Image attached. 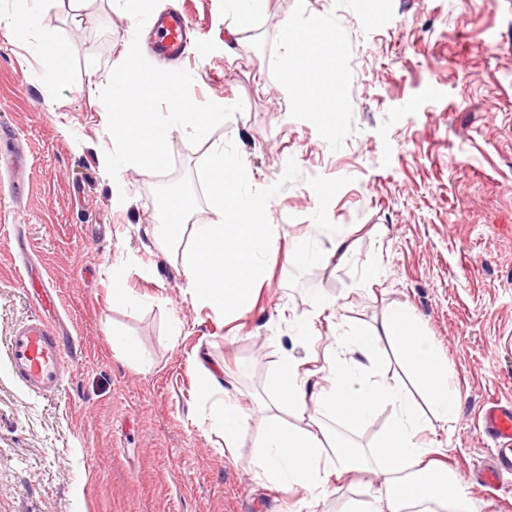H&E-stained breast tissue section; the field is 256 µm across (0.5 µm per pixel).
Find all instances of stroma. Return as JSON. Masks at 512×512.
<instances>
[{
  "mask_svg": "<svg viewBox=\"0 0 512 512\" xmlns=\"http://www.w3.org/2000/svg\"><path fill=\"white\" fill-rule=\"evenodd\" d=\"M268 0L235 57L224 52L221 0H160L186 12L196 36L181 69L196 103L238 98L247 111L199 145L168 142L167 173L123 172L127 199H112L98 155L112 140L100 100L135 21L116 0H46L31 31L68 54L67 79L49 87L42 66L0 25V153L25 158L23 188L0 174V512H346L374 496V472L351 473L336 491L304 494L259 480L253 436L235 455L211 428L200 365L222 371L244 411L275 395L284 353L320 346L337 325L380 326L407 305L448 360L460 395L449 431L426 432L462 479L472 512H512V477L492 488L466 480L491 441L477 415L512 402V0ZM317 35L334 51L313 76L346 92L335 128L285 96L283 28ZM99 62L87 74L86 58ZM233 142L263 189L295 161L300 176L272 202L277 227L253 308L220 316L193 305L180 253L157 244L156 187L196 177L214 147ZM344 234L345 260L330 257ZM322 258L289 262V242ZM55 298L43 312L26 273ZM123 288L129 305L112 301ZM46 313L66 336L71 373L53 396L14 378L6 345L28 316ZM122 336L126 354L112 344Z\"/></svg>",
  "mask_w": 512,
  "mask_h": 512,
  "instance_id": "1",
  "label": "stroma"
}]
</instances>
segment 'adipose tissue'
Instances as JSON below:
<instances>
[{"mask_svg":"<svg viewBox=\"0 0 512 512\" xmlns=\"http://www.w3.org/2000/svg\"><path fill=\"white\" fill-rule=\"evenodd\" d=\"M283 37L287 49L298 55L285 71L286 87L303 91L309 111L334 126L343 97L341 84L334 82L322 90L310 85L312 74L332 66V55L316 52L313 38L301 27L290 26ZM25 50L43 61L46 83L63 81L67 49L62 41L43 35L26 43ZM385 339L402 347L431 419H423L417 403L385 382L380 351ZM321 372L320 381H313L303 360L283 356L276 398L263 404L254 438L256 477L288 489L325 490L332 475L365 468L366 459L361 450L343 448L338 435L319 424V417L356 427L389 404L394 414L381 446L374 450L382 483L376 496L352 503L348 512H468L469 500L459 480L435 460L434 448L421 438L433 424L445 427L457 417L459 400L448 386V363L405 306L388 309L380 328L349 325L327 348ZM201 374L203 391L211 401V422L223 431L226 450L234 451L249 416L231 401L214 369L202 368ZM284 406L294 412L295 422L280 418L278 411ZM310 411L315 414L311 421L306 418Z\"/></svg>","mask_w":512,"mask_h":512,"instance_id":"ef3b65f1","label":"adipose tissue"}]
</instances>
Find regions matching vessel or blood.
I'll return each mask as SVG.
<instances>
[{
	"label": "vessel or blood",
	"instance_id": "obj_1",
	"mask_svg": "<svg viewBox=\"0 0 512 512\" xmlns=\"http://www.w3.org/2000/svg\"><path fill=\"white\" fill-rule=\"evenodd\" d=\"M152 25L156 33L153 53L173 61L181 58L187 48L190 27L187 16L161 15ZM7 357L13 376L29 392L51 395L63 387L67 361L62 339L41 317L21 322L12 330ZM478 423L481 432L495 444L493 459L469 468L468 475L477 485L492 487L504 475H512V404L488 403L479 414Z\"/></svg>",
	"mask_w": 512,
	"mask_h": 512
}]
</instances>
